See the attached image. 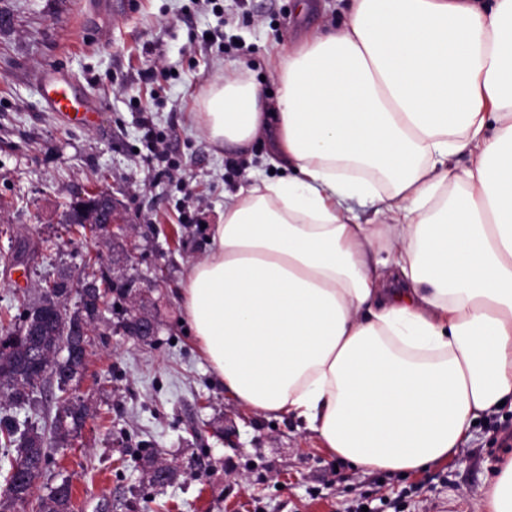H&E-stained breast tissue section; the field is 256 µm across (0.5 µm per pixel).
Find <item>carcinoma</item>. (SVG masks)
<instances>
[{"label": "carcinoma", "instance_id": "obj_1", "mask_svg": "<svg viewBox=\"0 0 512 512\" xmlns=\"http://www.w3.org/2000/svg\"><path fill=\"white\" fill-rule=\"evenodd\" d=\"M97 283H106V290L99 288H72L67 279L53 283L54 298L41 300V305L50 310V315L42 322L36 336H13L6 332L0 337V391L7 390V398L23 403L29 400V392L46 376L56 377L59 388L71 380L74 368L81 363L80 358L65 356L57 358L60 347L68 344L71 334L81 323L93 324L101 320L96 312L97 304L110 294L124 297L125 285L112 282L109 271L90 272ZM75 293L79 304L73 310L58 302V298ZM88 417V407L81 401L61 399L53 421L54 433L65 438L78 430ZM25 431L7 415L0 417V455L7 458L9 466L4 474L5 500L0 501V509L6 510L27 502L29 487L34 476H39L48 464L52 448L50 445H22ZM25 455L28 472L14 470V460ZM71 485L67 480L57 485L50 495L39 504L40 512H71Z\"/></svg>", "mask_w": 512, "mask_h": 512}]
</instances>
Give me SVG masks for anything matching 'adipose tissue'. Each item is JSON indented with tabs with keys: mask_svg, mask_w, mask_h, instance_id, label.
Listing matches in <instances>:
<instances>
[{
	"mask_svg": "<svg viewBox=\"0 0 512 512\" xmlns=\"http://www.w3.org/2000/svg\"><path fill=\"white\" fill-rule=\"evenodd\" d=\"M276 81L233 68L194 115L284 171L238 188L183 283L200 350L241 406L356 466L447 461L512 407V0H351ZM475 512H512V457Z\"/></svg>",
	"mask_w": 512,
	"mask_h": 512,
	"instance_id": "adipose-tissue-1",
	"label": "adipose tissue"
}]
</instances>
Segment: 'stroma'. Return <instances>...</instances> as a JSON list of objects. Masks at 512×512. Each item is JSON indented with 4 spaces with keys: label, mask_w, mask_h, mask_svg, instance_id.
<instances>
[{
    "label": "stroma",
    "mask_w": 512,
    "mask_h": 512,
    "mask_svg": "<svg viewBox=\"0 0 512 512\" xmlns=\"http://www.w3.org/2000/svg\"><path fill=\"white\" fill-rule=\"evenodd\" d=\"M0 0V311L16 296L38 302L45 282L77 276L90 247L141 291L159 331L143 343L120 326L131 307H106L82 377L48 378L19 424L54 448L31 497L72 484V512H475L494 462L512 439L478 422L462 452L405 476L368 471L319 448L297 423L253 414L224 392L184 321L180 288L208 252L210 228L250 173H270L266 146L217 151L192 116L210 81L231 66L275 90L284 44L345 20L349 0ZM209 40H202V33ZM67 74L90 100L93 122L71 125L42 100L39 82ZM162 136L172 175L149 159L146 130ZM109 193L132 236L89 244L65 221L75 194ZM89 408L84 425L55 439L60 395ZM151 451L177 470L151 486Z\"/></svg>",
    "instance_id": "1"
}]
</instances>
